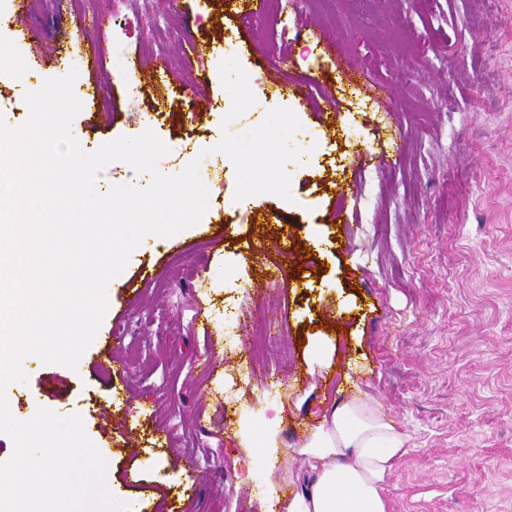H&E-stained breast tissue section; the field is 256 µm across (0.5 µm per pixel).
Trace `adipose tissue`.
Wrapping results in <instances>:
<instances>
[{
    "label": "adipose tissue",
    "instance_id": "obj_1",
    "mask_svg": "<svg viewBox=\"0 0 512 512\" xmlns=\"http://www.w3.org/2000/svg\"><path fill=\"white\" fill-rule=\"evenodd\" d=\"M405 444L363 389L333 402L297 450L312 481L285 512H388L384 484Z\"/></svg>",
    "mask_w": 512,
    "mask_h": 512
}]
</instances>
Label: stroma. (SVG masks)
Instances as JSON below:
<instances>
[{"label":"stroma","instance_id":"1","mask_svg":"<svg viewBox=\"0 0 512 512\" xmlns=\"http://www.w3.org/2000/svg\"><path fill=\"white\" fill-rule=\"evenodd\" d=\"M245 3L198 15L192 0H113L106 16L101 0H29L18 59L75 38L99 48L82 74L102 90L72 122L85 150L152 131L169 148L159 170L198 162L209 201L196 225L134 250L107 287L108 336L78 369L35 362L31 385L6 391L11 413L81 415L112 494L141 512L173 499L283 512L310 480L293 451L351 368L407 439L389 512H512V0H268L252 16ZM190 38L210 53H189ZM229 51L245 84L234 97ZM125 55L165 59L164 111L153 87L123 84ZM279 60L311 100L276 94ZM189 85L214 110L192 115ZM282 241L296 266L252 288L284 262ZM261 316L275 338L255 357ZM106 346L110 380L95 366ZM276 416L274 452L243 446Z\"/></svg>","mask_w":512,"mask_h":512}]
</instances>
